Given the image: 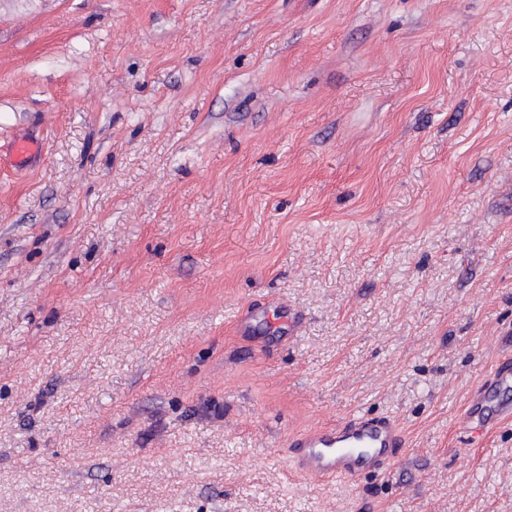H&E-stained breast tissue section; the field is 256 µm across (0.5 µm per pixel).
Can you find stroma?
<instances>
[{"label": "stroma", "mask_w": 512, "mask_h": 512, "mask_svg": "<svg viewBox=\"0 0 512 512\" xmlns=\"http://www.w3.org/2000/svg\"><path fill=\"white\" fill-rule=\"evenodd\" d=\"M505 359L512 0H0V512H512ZM512 389V363L504 360L470 395L462 426L471 434L486 435L504 421L512 420V401L500 397ZM400 424L390 417L361 414L336 427L311 430L289 446L296 470L305 478L336 475L356 481L388 465V453L404 446Z\"/></svg>", "instance_id": "stroma-1"}]
</instances>
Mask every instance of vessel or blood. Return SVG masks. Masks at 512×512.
I'll use <instances>...</instances> for the list:
<instances>
[{"mask_svg": "<svg viewBox=\"0 0 512 512\" xmlns=\"http://www.w3.org/2000/svg\"><path fill=\"white\" fill-rule=\"evenodd\" d=\"M512 362L502 361L470 395L462 426L485 435L502 422L512 420ZM405 443L399 423L390 417L361 414L344 423L311 430L293 438L289 446L298 473L306 478L336 475L357 480L366 471H380L389 452Z\"/></svg>", "mask_w": 512, "mask_h": 512, "instance_id": "b4317fda", "label": "vessel or blood"}]
</instances>
